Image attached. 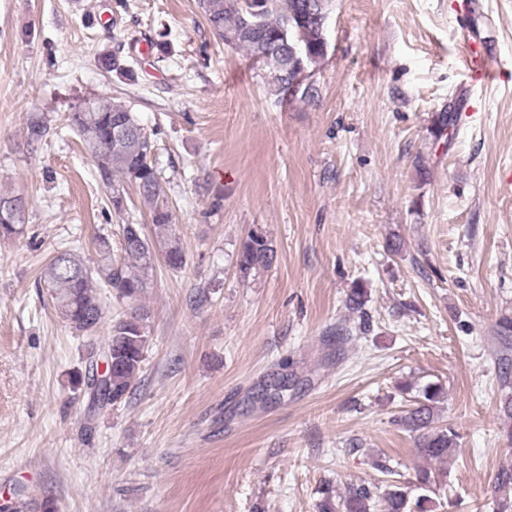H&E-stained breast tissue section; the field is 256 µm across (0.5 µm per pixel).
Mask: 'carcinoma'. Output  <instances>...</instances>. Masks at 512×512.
<instances>
[{
	"label": "carcinoma",
	"mask_w": 512,
	"mask_h": 512,
	"mask_svg": "<svg viewBox=\"0 0 512 512\" xmlns=\"http://www.w3.org/2000/svg\"><path fill=\"white\" fill-rule=\"evenodd\" d=\"M329 0H198L211 33L224 44L243 51L267 71L268 84L279 100L292 102L315 97L316 88L304 80V72L327 53L323 21ZM102 68L131 77L133 70L120 55L103 53ZM66 126L81 140L95 162L96 177L110 190L108 202L121 213L126 207L125 185L135 186L150 208L155 238L143 225L123 224L119 241L121 257H112V240L99 234L93 240L97 258L85 264L73 247L58 248L43 270V282L60 317L74 331L85 335V370L76 376L89 397L87 419L132 393L149 342L150 315L133 307L110 322V334L97 344L95 333L105 318L106 295L130 303L138 301L153 285L157 256L172 270L186 263L178 240L169 234L173 213L159 203L162 186L155 165L152 138L125 106L108 97L83 99L69 107ZM49 134L44 118L33 114L27 122L29 143ZM25 202L20 195L0 194V239H14L23 232ZM275 260L268 238L259 232L247 236L238 254L242 276L267 268ZM441 385L425 384L414 406L400 417L399 425L414 435L418 453L425 459L442 460L456 451L458 433L439 421L437 403ZM377 469L390 477L384 490L377 485H350L344 493L322 490L318 512H436L445 508L432 497L437 482L432 471H416L413 485L422 494L412 498L406 483L393 479L397 472L385 464ZM58 512L52 500L39 504L10 502L0 512Z\"/></svg>",
	"instance_id": "obj_1"
}]
</instances>
